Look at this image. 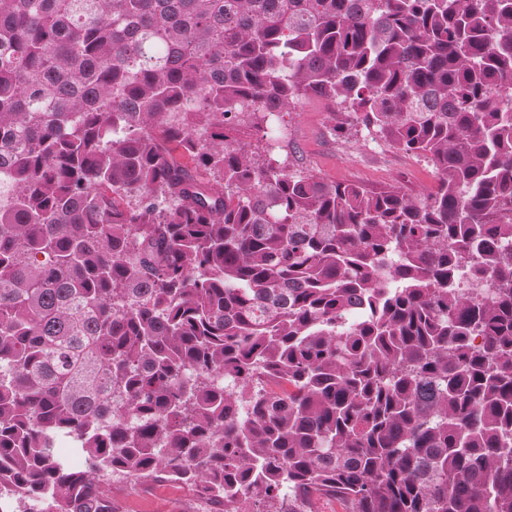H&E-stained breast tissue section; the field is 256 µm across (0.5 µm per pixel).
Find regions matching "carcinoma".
<instances>
[{"label": "carcinoma", "instance_id": "cac0c4a2", "mask_svg": "<svg viewBox=\"0 0 512 512\" xmlns=\"http://www.w3.org/2000/svg\"><path fill=\"white\" fill-rule=\"evenodd\" d=\"M309 95L436 187L239 139ZM511 101L512 0H0L9 512H512ZM116 512H200L201 500L166 480L112 479L106 487Z\"/></svg>", "mask_w": 512, "mask_h": 512}]
</instances>
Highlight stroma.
I'll list each match as a JSON object with an SVG mask.
<instances>
[{"instance_id": "35a3bbf8", "label": "stroma", "mask_w": 512, "mask_h": 512, "mask_svg": "<svg viewBox=\"0 0 512 512\" xmlns=\"http://www.w3.org/2000/svg\"><path fill=\"white\" fill-rule=\"evenodd\" d=\"M333 109V104L315 97L302 99L293 112L282 116L279 130L288 148L272 151V158L329 182L371 189L394 185L413 195L433 189L438 176L431 163L364 131L335 137ZM108 491L115 512H201L194 491L166 480L116 479Z\"/></svg>"}]
</instances>
